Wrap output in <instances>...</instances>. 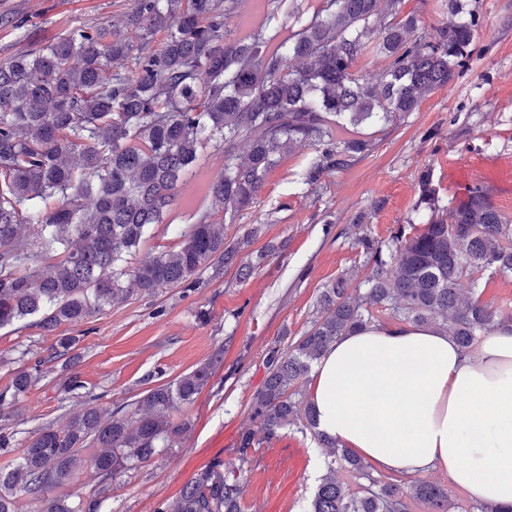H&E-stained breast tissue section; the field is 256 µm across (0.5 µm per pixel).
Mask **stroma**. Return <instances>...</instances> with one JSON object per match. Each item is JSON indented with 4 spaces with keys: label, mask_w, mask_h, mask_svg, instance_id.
Wrapping results in <instances>:
<instances>
[{
    "label": "stroma",
    "mask_w": 512,
    "mask_h": 512,
    "mask_svg": "<svg viewBox=\"0 0 512 512\" xmlns=\"http://www.w3.org/2000/svg\"><path fill=\"white\" fill-rule=\"evenodd\" d=\"M479 17L476 50L453 82L426 98L418 111L377 133L372 150L317 188L303 182L311 151L291 153L269 173L252 208L226 225L227 237L258 224L254 250L276 247L245 280L234 270L199 288H165L130 295L58 334L78 337L76 367L85 392L111 406H127L147 389L169 382L223 349L210 387L184 408L193 430L181 447L117 475L104 512H153L214 458L236 462L234 444L249 423L251 400L265 377L263 357L284 349L313 321L322 288L341 275L366 274L353 224L376 240L393 225L421 222L415 185L430 167L442 206L452 207L475 157L512 158V0H465ZM134 0H0V61L56 42L76 25L124 27ZM224 160L205 149L183 179L166 224L155 226L140 249L146 257L176 248L177 231L209 206L208 184ZM207 320H200V313ZM53 342L23 321L0 329V387L8 384L22 351L41 356ZM53 367L16 403L10 424L19 440L40 425L62 427L76 409ZM326 451L310 433L283 431L254 454L244 487L248 512H302L325 471Z\"/></svg>",
    "instance_id": "1"
}]
</instances>
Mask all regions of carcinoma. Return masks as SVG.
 Instances as JSON below:
<instances>
[{"instance_id": "carcinoma-1", "label": "carcinoma", "mask_w": 512, "mask_h": 512, "mask_svg": "<svg viewBox=\"0 0 512 512\" xmlns=\"http://www.w3.org/2000/svg\"><path fill=\"white\" fill-rule=\"evenodd\" d=\"M126 27L75 26L49 47L0 62V329L28 318L50 335L127 298L131 288H194L208 272L237 265L248 278L254 225L229 239L224 226L252 207L281 157L310 147L303 173L317 186L372 146L365 129L417 111L448 86L474 51L479 18L455 22L461 0H440L448 22L418 29L406 0H266L264 22L240 36L230 28L245 0H134ZM166 33L158 50L154 36ZM371 53L385 59L369 78L355 68ZM224 156L208 187L209 207L180 232L176 248L134 267L152 226L163 222L202 150ZM422 227L398 224L385 241L356 237L367 277H339L320 295L316 319L285 350L265 355L266 378L239 433L238 465L215 459L155 512H245L251 453L282 430H308L327 448L326 473L306 512H452L448 488L430 481H381L369 462L320 433L300 383L336 339L371 324L425 323L465 351L512 327V310L493 309L473 289L475 274L512 273V219L480 185L465 188L440 214L430 170L417 182ZM79 339L58 336L32 367L0 389V512H102L104 498L73 504L55 494L88 452L102 487L132 465L179 446L190 429L178 417L209 385L224 349L174 381L148 389L134 418L87 403L68 424L41 427L19 442L8 409L45 367L74 365ZM354 479H339L337 472Z\"/></svg>"}]
</instances>
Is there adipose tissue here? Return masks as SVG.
<instances>
[{
  "instance_id": "obj_1",
  "label": "adipose tissue",
  "mask_w": 512,
  "mask_h": 512,
  "mask_svg": "<svg viewBox=\"0 0 512 512\" xmlns=\"http://www.w3.org/2000/svg\"><path fill=\"white\" fill-rule=\"evenodd\" d=\"M318 428L380 468H439L476 501L512 506V330L463 353L427 324L369 325L315 364Z\"/></svg>"
}]
</instances>
